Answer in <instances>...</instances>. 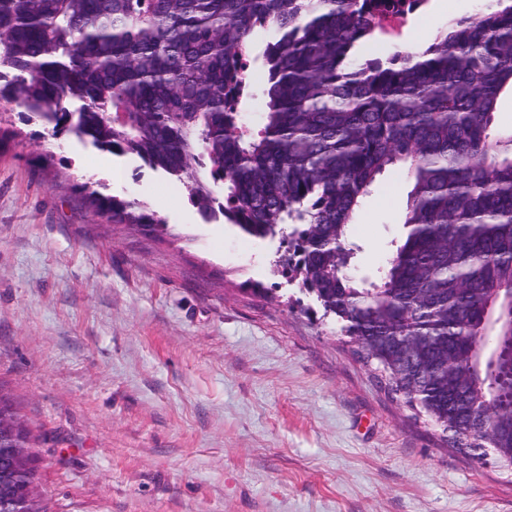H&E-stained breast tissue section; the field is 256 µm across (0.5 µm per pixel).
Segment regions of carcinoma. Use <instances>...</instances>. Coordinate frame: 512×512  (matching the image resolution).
I'll return each instance as SVG.
<instances>
[{"instance_id": "cac0c4a2", "label": "carcinoma", "mask_w": 512, "mask_h": 512, "mask_svg": "<svg viewBox=\"0 0 512 512\" xmlns=\"http://www.w3.org/2000/svg\"><path fill=\"white\" fill-rule=\"evenodd\" d=\"M371 2L0 0V99L138 157L246 236L288 231L290 271L388 392L454 446L509 462L512 130L495 111L512 91V0L385 59L361 56L386 22ZM240 57L265 74L256 130L229 97L249 80ZM386 172L409 186L404 234L358 281L347 229ZM88 199L114 224H163L136 201ZM1 412L10 497L21 471L38 483L39 436L0 388Z\"/></svg>"}]
</instances>
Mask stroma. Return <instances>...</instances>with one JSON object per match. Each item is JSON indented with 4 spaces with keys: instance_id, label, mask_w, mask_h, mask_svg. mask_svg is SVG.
<instances>
[{
    "instance_id": "1",
    "label": "stroma",
    "mask_w": 512,
    "mask_h": 512,
    "mask_svg": "<svg viewBox=\"0 0 512 512\" xmlns=\"http://www.w3.org/2000/svg\"><path fill=\"white\" fill-rule=\"evenodd\" d=\"M377 55L488 0H441ZM0 100V387L39 430L52 512H512V468L455 448L377 383L287 271L279 241L207 219L131 156L25 124ZM134 200L165 230L97 213ZM407 185L380 177L349 230L369 275Z\"/></svg>"
}]
</instances>
